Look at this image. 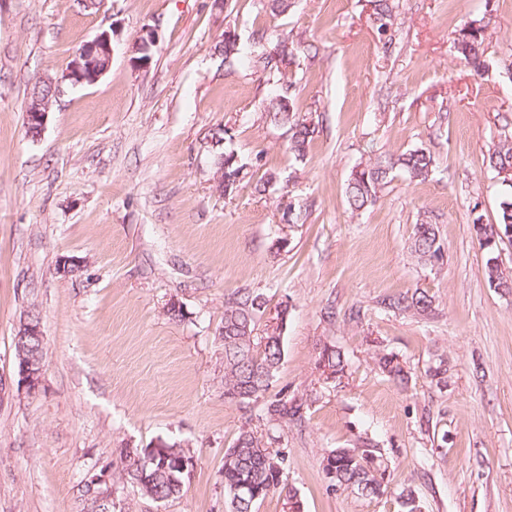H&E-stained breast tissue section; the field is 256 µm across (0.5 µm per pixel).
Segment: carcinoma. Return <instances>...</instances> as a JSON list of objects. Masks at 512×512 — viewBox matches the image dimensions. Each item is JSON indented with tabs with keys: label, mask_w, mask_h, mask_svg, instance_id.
Masks as SVG:
<instances>
[{
	"label": "carcinoma",
	"mask_w": 512,
	"mask_h": 512,
	"mask_svg": "<svg viewBox=\"0 0 512 512\" xmlns=\"http://www.w3.org/2000/svg\"><path fill=\"white\" fill-rule=\"evenodd\" d=\"M373 24L384 44H392L399 16L397 0H371ZM491 33L485 18H474L464 24L453 40L455 51L474 69H480L488 48ZM215 50L224 55V61L233 63L239 54L236 31L224 30V39L215 44ZM296 56L289 35L283 34L273 51L261 54L255 63L269 72L281 84V93L262 103V112L270 122L288 128V149L297 159L305 157L308 147L318 133V124L307 118L300 119L293 113L289 92L293 82L288 79V66ZM209 143L224 147V173L217 181V189L229 195L240 182L239 175L245 168L229 143L233 136L224 127L210 130ZM488 167L501 175L512 170V133L500 138L488 154ZM435 158L427 148H417L398 155L378 156L358 164L346 186V201L351 212L356 213L374 204L379 194L390 182L394 171L403 172L411 180H424L433 171ZM478 243L485 250V277L488 285L503 292L512 291V278L502 270L498 261V246L504 240L492 239L493 226L482 223V215L473 219ZM410 251L417 263L435 266L443 259L444 245L435 225L422 220L415 225ZM386 306L394 311L424 316L432 311V297L422 291L404 293L388 299ZM288 318V303H283L275 313L268 312L263 294L247 289L238 290L224 303V398L237 404L245 412L258 411V417L272 427L298 421L309 407L307 400L288 396L280 390L270 393L284 361L283 329ZM381 370L394 382L408 383V371L392 353L376 355ZM321 374L339 380L349 368L346 355L334 345L324 343L315 361ZM431 381L436 386L448 383V362L440 358L428 368ZM278 436L271 432L258 434L251 429L240 430L233 446L224 453V493L231 512H256L259 502L274 494L286 491L284 467L286 451L275 448ZM126 463L120 478L156 501L166 502L182 495L188 473L175 469V463L191 458L182 449L171 448L164 458L148 460L135 452L125 454ZM321 469L328 487L334 491H350L366 497L384 495L386 469L371 441L359 438L356 448H335L321 460ZM397 502L401 512H421V505L414 491L402 489Z\"/></svg>",
	"instance_id": "carcinoma-1"
}]
</instances>
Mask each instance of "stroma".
I'll list each match as a JSON object with an SVG mask.
<instances>
[{
  "label": "stroma",
  "instance_id": "35a3bbf8",
  "mask_svg": "<svg viewBox=\"0 0 512 512\" xmlns=\"http://www.w3.org/2000/svg\"><path fill=\"white\" fill-rule=\"evenodd\" d=\"M406 16L384 51L368 0H0V512H81L78 485L101 468L120 512H230L224 452L264 421L224 399V302L239 289L288 305L275 383L312 395L280 432L284 478L304 512H397L392 497L327 490L330 450L371 438L391 486L422 512H512V293L489 287L473 214L495 223L507 188L487 165L512 131V0H400ZM486 16L493 39L474 70L452 51L464 23ZM158 30L148 69L132 43ZM235 66L215 52L225 28ZM114 29L112 63L67 88L40 138L27 135L34 83L60 77L75 51ZM297 46L291 102L319 118L304 159L262 101L278 90L253 66L279 34ZM224 126L245 166L231 195L213 181L210 129ZM417 147L436 165L397 176L375 205L348 208L352 169ZM278 177L266 192L257 181ZM301 209L282 221L286 205ZM436 224L442 264L410 253L419 219ZM287 247H278L279 239ZM75 257L81 269L60 270ZM431 314L387 310L415 290ZM186 314L169 318L171 301ZM39 314L45 373L18 389L13 336ZM350 360L341 384L315 367L320 342ZM411 376L391 382L376 354ZM448 359L447 388L427 375ZM181 446L194 466L181 497L155 502L118 480L121 449Z\"/></svg>",
  "mask_w": 512,
  "mask_h": 512
}]
</instances>
